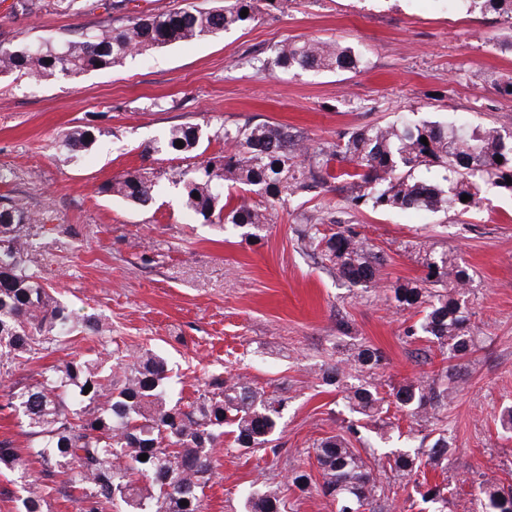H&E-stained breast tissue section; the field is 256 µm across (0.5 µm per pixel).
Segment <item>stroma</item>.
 I'll return each mask as SVG.
<instances>
[{"instance_id":"1","label":"stroma","mask_w":512,"mask_h":512,"mask_svg":"<svg viewBox=\"0 0 512 512\" xmlns=\"http://www.w3.org/2000/svg\"><path fill=\"white\" fill-rule=\"evenodd\" d=\"M105 0H0V46L18 49L61 42L96 27L115 11ZM506 22L470 11L465 0H288L261 9L245 26L190 42L132 54L117 66L76 77L33 82L0 74V205L38 214L28 228L29 256L59 300L97 314L102 339L66 338L40 367L116 351L151 350L165 357L172 400L193 401L200 383L240 376L286 398L277 453L221 444L216 476L204 490L205 512H244L248 493L283 481L305 452L335 434L348 416L339 391L323 385L322 365L348 357L352 337L384 352L379 383L431 375L438 349L404 336L412 313L387 299L390 285L423 275V248L467 266L476 346L462 362L465 384L448 406L456 450L429 483L450 488L447 504L413 490L384 501V512H478L479 484L512 487V434L498 416L512 405V194L486 184L478 208L453 212L347 208L343 194L322 190L289 196L267 208L260 240L203 222L172 182L192 158L142 150L177 123L201 124L219 153L225 127L255 119L287 126L323 147L339 134L406 115L414 121L495 125L512 131V53L497 38ZM328 39L365 54L352 71L288 72L274 63L282 42ZM89 128L95 141L70 154L56 142ZM147 167L155 201L139 207L105 193L114 177ZM336 217L385 258L375 288L348 290L311 253L296 230L306 217ZM348 322L344 337L337 322ZM430 427L400 421L369 424L359 449L371 464L394 448L418 445Z\"/></svg>"}]
</instances>
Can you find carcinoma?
<instances>
[{"instance_id":"obj_1","label":"carcinoma","mask_w":512,"mask_h":512,"mask_svg":"<svg viewBox=\"0 0 512 512\" xmlns=\"http://www.w3.org/2000/svg\"><path fill=\"white\" fill-rule=\"evenodd\" d=\"M468 10L494 15L512 24V0H466ZM257 0H224L219 9L183 7L128 18L35 51L0 47V73L18 72L36 82L56 76H77L121 63L133 52H147L218 33L255 20ZM248 15L240 16L242 9ZM364 57L335 42L286 41L275 64L286 71H351ZM427 138L428 144L420 142ZM205 133L198 123L173 125L158 145L188 157L200 151ZM94 140L88 130L66 135L59 148L77 153ZM182 141L183 147L175 145ZM228 148L195 168L180 170L173 183L181 187L185 206L204 222H224L248 239L261 238L265 209L245 194L224 195V184L255 187L267 199L309 194L330 183L349 189V208L432 213L450 209L465 215L476 207L480 183L512 192V142L495 126L448 127L439 122L407 119L366 126L342 134L327 149L303 144L288 128L270 122L224 129ZM502 162H496V157ZM155 185L139 171L128 172L104 191L147 206ZM198 197H193V193ZM470 200L461 201L462 195ZM36 221L17 205L0 207V411L20 420L25 451L0 441V473L12 472L22 488L17 512H46L47 500L69 488L80 490L77 512H204L203 488L214 476L212 451L228 432L238 448L271 449L280 431L286 399L233 376L212 378L198 397L184 405L166 399L169 380L164 358L146 350L129 361L96 357L71 359L51 373L23 381L16 372L44 358V352L74 333L94 339L104 332L94 313L79 315L53 296L31 268L26 226ZM339 225L338 230L325 223ZM319 218L301 225L298 239L350 290L366 291L378 282L383 256L373 252L350 226ZM422 288L398 283L388 300L401 311L421 317L404 329L408 338L437 346L450 361L432 377L405 379L382 392L371 377L348 382L341 358L321 370L326 386L339 389L351 417L334 435L312 447L320 479L298 464L285 486L268 485L246 499V512H284V492L316 491L336 505V512H380V501L419 481L423 469L446 468L453 440L441 413L463 380L458 361L474 347L467 306L472 274L468 267L431 252L425 259ZM353 361L368 372L386 366L383 352L368 342L355 347ZM89 392H84L85 386ZM414 420L432 422L430 434L416 448H398L386 455V468L398 480L385 487L372 473L353 442L361 441L360 422H377L390 408ZM147 460H139L140 455ZM37 464L34 471L30 465ZM427 486V485H425ZM442 485H429L422 498L447 503ZM482 512H512V490L492 480L479 485ZM187 505H180L181 501Z\"/></svg>"}]
</instances>
